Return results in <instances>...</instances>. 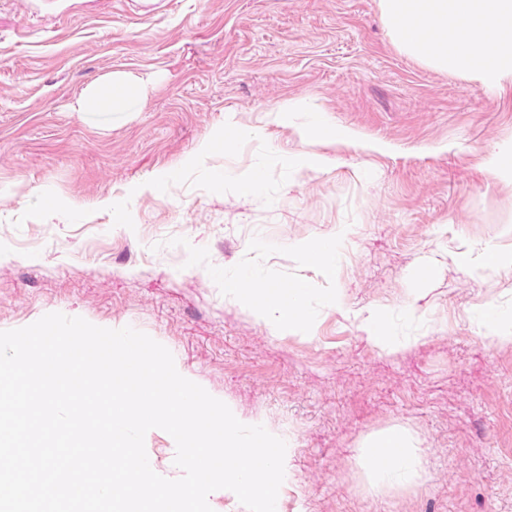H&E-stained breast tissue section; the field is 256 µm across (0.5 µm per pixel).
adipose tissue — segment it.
<instances>
[{
	"instance_id": "ef3b65f1",
	"label": "adipose tissue",
	"mask_w": 512,
	"mask_h": 512,
	"mask_svg": "<svg viewBox=\"0 0 512 512\" xmlns=\"http://www.w3.org/2000/svg\"><path fill=\"white\" fill-rule=\"evenodd\" d=\"M393 42L428 66L467 75L486 90L512 83V0H379ZM144 98L143 86L120 72L88 85L76 102L80 112H134ZM226 294L250 306L259 319L304 328V294L280 297L267 289L257 298L238 279L224 283ZM383 453L384 464L373 463ZM373 481L396 473L418 477L420 459L412 437L390 428L367 439L360 450Z\"/></svg>"
}]
</instances>
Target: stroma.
<instances>
[{"label": "stroma", "mask_w": 512, "mask_h": 512, "mask_svg": "<svg viewBox=\"0 0 512 512\" xmlns=\"http://www.w3.org/2000/svg\"><path fill=\"white\" fill-rule=\"evenodd\" d=\"M135 2L0 0V331L59 312L148 334L285 441L278 512H512V344L484 336L512 320V265L486 260L512 253V84L399 49L378 0ZM110 72L141 110L74 111ZM326 237L328 275L293 251ZM242 274L307 286L305 331L225 298ZM393 426L422 478L377 489L358 448ZM145 448L181 477L167 432ZM362 325L369 340L376 345L387 351H392L396 348V343L380 329L378 312L369 311L367 315L363 317Z\"/></svg>", "instance_id": "35a3bbf8"}]
</instances>
